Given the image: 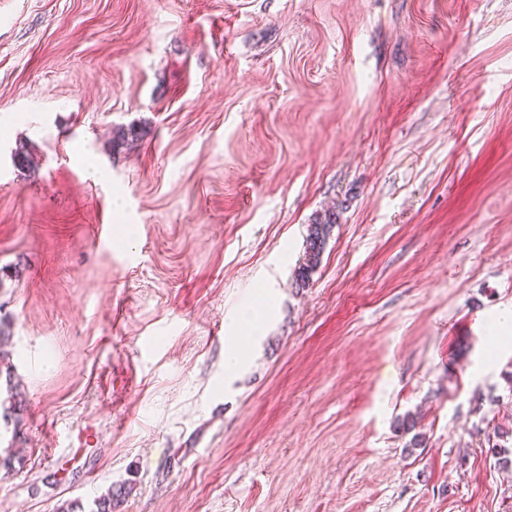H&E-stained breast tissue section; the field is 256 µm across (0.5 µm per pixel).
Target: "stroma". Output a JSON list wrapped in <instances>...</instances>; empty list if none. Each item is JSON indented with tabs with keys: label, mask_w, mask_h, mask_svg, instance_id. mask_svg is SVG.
<instances>
[{
	"label": "stroma",
	"mask_w": 512,
	"mask_h": 512,
	"mask_svg": "<svg viewBox=\"0 0 512 512\" xmlns=\"http://www.w3.org/2000/svg\"><path fill=\"white\" fill-rule=\"evenodd\" d=\"M1 124L0 512H512V0H0ZM335 222V214L328 213L325 222L319 221L309 225L306 237L305 257L303 263L298 268L296 279L302 287L309 283L310 277L316 269L321 253L324 250L329 230Z\"/></svg>",
	"instance_id": "stroma-1"
}]
</instances>
